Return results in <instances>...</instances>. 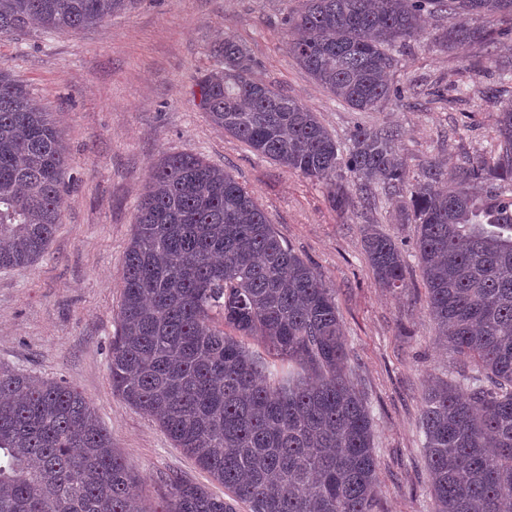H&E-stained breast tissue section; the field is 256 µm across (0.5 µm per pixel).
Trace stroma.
I'll return each mask as SVG.
<instances>
[{"label":"stroma","mask_w":512,"mask_h":512,"mask_svg":"<svg viewBox=\"0 0 512 512\" xmlns=\"http://www.w3.org/2000/svg\"><path fill=\"white\" fill-rule=\"evenodd\" d=\"M301 3L139 0L75 33L32 28L0 36V65L50 112L73 177L47 254L32 266L0 270V365L79 391L139 474L135 493L145 504H159L160 477L173 471L223 494L155 421L113 393L109 369L139 197L161 156L198 154L248 188L283 242L336 291L351 377L375 424L376 512H434L422 398L456 361L435 344L414 225L403 223L383 196L366 209L333 203L321 184L212 126L194 91L198 77L219 67V41L232 38L256 60V77L316 112L341 147H349L356 125L397 128V150L413 181L434 161L454 169L489 157L512 35L447 50L436 39L447 20L426 18L422 36L395 47L391 81L403 99L357 112L332 98L289 52L286 17ZM440 89L445 97H437ZM370 225L400 246L406 288L377 281L363 249Z\"/></svg>","instance_id":"1"}]
</instances>
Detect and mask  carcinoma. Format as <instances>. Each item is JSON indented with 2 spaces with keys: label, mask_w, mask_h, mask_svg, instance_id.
Listing matches in <instances>:
<instances>
[{
  "label": "carcinoma",
  "mask_w": 512,
  "mask_h": 512,
  "mask_svg": "<svg viewBox=\"0 0 512 512\" xmlns=\"http://www.w3.org/2000/svg\"><path fill=\"white\" fill-rule=\"evenodd\" d=\"M136 0H0V35L75 33ZM500 17L512 0H303L287 24L307 73L357 112L401 97L388 75L397 42L421 35L423 13ZM450 26L445 47L492 40ZM224 68L197 79L214 126L256 153L346 194L397 191L406 166L399 131L357 126L341 151L316 113L258 80L229 37ZM495 159L447 171L429 163L404 223L437 339L463 363L424 392L421 428L435 512H512V103L500 107ZM69 159L63 136L0 66V268L35 263L61 223ZM378 282L405 287L390 236L367 231ZM112 391L152 417L224 495L168 474L162 512H374L375 424L347 374L336 294L283 244L254 196L193 153L154 165L138 204L121 275ZM232 328H218L215 316ZM256 336L266 354L241 340ZM138 475L112 447L94 409L62 381L0 366V512H152L133 497Z\"/></svg>",
  "instance_id": "cac0c4a2"
}]
</instances>
